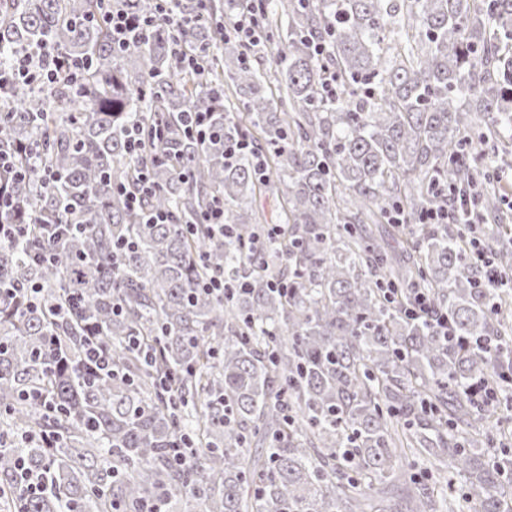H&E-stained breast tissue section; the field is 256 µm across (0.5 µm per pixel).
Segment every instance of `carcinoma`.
I'll return each mask as SVG.
<instances>
[{
	"mask_svg": "<svg viewBox=\"0 0 512 512\" xmlns=\"http://www.w3.org/2000/svg\"><path fill=\"white\" fill-rule=\"evenodd\" d=\"M115 9L156 21L114 50ZM159 9L0 0V70L44 45L88 62L75 82L0 93L18 171L0 170V196L19 202L0 224L26 229L0 245L7 512H442L441 491L512 512V448L492 435L508 396L472 392L512 377V287H486L488 267L512 273L490 171L512 164V0H258L251 44L224 33V0H180V27ZM267 55L275 100L252 64ZM185 112L210 113L211 132L185 134ZM242 138L254 153L224 158ZM142 169L151 191L133 209ZM262 187L284 235L257 243ZM442 187L487 225L421 223ZM216 203L229 236L205 224ZM369 224L391 225L396 247ZM219 274L229 289H202ZM421 291L448 337L406 314ZM91 330L110 377L83 360ZM18 458L43 493L14 487Z\"/></svg>",
	"mask_w": 512,
	"mask_h": 512,
	"instance_id": "cac0c4a2",
	"label": "carcinoma"
}]
</instances>
